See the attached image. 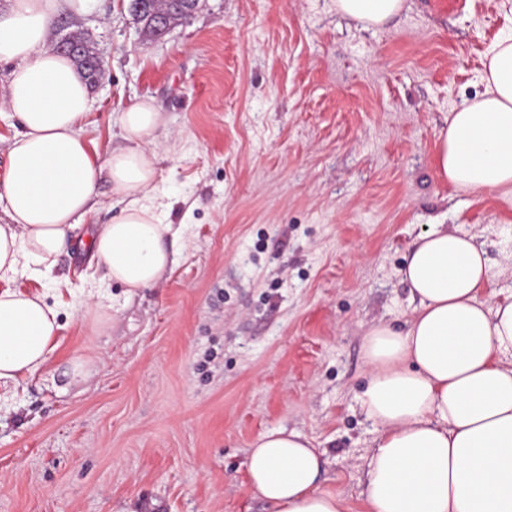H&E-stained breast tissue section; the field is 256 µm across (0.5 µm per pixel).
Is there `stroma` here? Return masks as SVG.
<instances>
[{"label": "stroma", "mask_w": 512, "mask_h": 512, "mask_svg": "<svg viewBox=\"0 0 512 512\" xmlns=\"http://www.w3.org/2000/svg\"><path fill=\"white\" fill-rule=\"evenodd\" d=\"M75 27L106 68L83 137L104 155L128 107L160 114L174 263L131 293L89 266L81 241L121 208L103 184L52 279L18 280L62 329L45 368L0 389V512H267L247 451L279 427L324 451L323 488L362 512V340L411 318V243L433 224L474 236L492 265L483 300L512 295V197L457 190L435 162L512 16L501 0H405L366 29L334 0H200L150 41L126 0H92L51 37ZM66 281L105 305L102 326Z\"/></svg>", "instance_id": "35a3bbf8"}]
</instances>
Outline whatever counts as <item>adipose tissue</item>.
I'll use <instances>...</instances> for the list:
<instances>
[{
  "mask_svg": "<svg viewBox=\"0 0 512 512\" xmlns=\"http://www.w3.org/2000/svg\"><path fill=\"white\" fill-rule=\"evenodd\" d=\"M89 2L12 0L0 15V62L13 66L9 106L21 123L0 175V385L34 376L55 349L57 307L15 283L51 277L100 183L122 204L86 243L107 277L149 288L172 263L147 147L159 112L148 101L126 109L124 146L100 157L82 136L87 82L49 46L59 7L78 15ZM335 2L337 13L380 28L405 0ZM479 79L483 93L439 130L437 173L463 191L511 197L512 32L490 46ZM490 273L473 236L434 225L401 270L417 302L405 329L367 328L361 402L377 434L365 462L366 512H512V299L482 300ZM325 465L309 439L283 428L260 434L246 461L269 512H344L339 494L321 487Z\"/></svg>",
  "mask_w": 512,
  "mask_h": 512,
  "instance_id": "ef3b65f1",
  "label": "adipose tissue"
}]
</instances>
